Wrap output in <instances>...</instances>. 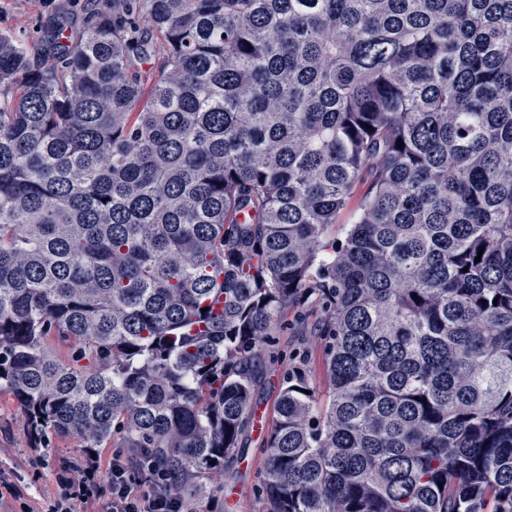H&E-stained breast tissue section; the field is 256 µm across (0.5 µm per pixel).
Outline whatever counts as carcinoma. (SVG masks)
<instances>
[{
	"label": "carcinoma",
	"mask_w": 512,
	"mask_h": 512,
	"mask_svg": "<svg viewBox=\"0 0 512 512\" xmlns=\"http://www.w3.org/2000/svg\"><path fill=\"white\" fill-rule=\"evenodd\" d=\"M78 2L39 57L0 33V391L33 439L143 450L208 512L313 303L327 398L289 352L268 512H512V0ZM282 328L278 335V348L282 353L288 355V351L298 347L299 343L305 342L309 349L310 362L313 370V378L316 387L320 392L325 393V378L322 369V348L315 336L305 335L296 309H286L281 316Z\"/></svg>",
	"instance_id": "obj_1"
}]
</instances>
